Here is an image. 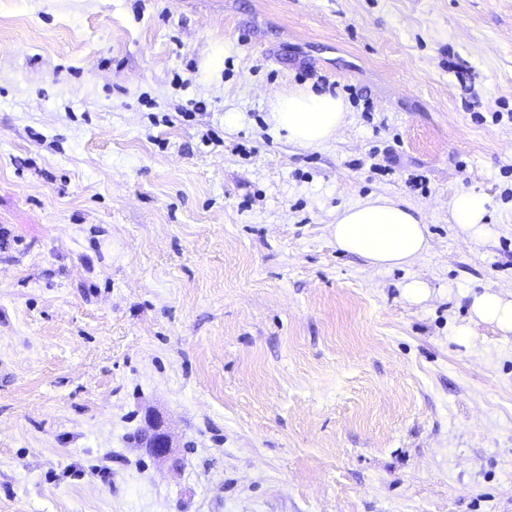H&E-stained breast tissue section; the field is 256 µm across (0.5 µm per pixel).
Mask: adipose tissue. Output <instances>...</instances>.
<instances>
[{
    "instance_id": "adipose-tissue-1",
    "label": "adipose tissue",
    "mask_w": 512,
    "mask_h": 512,
    "mask_svg": "<svg viewBox=\"0 0 512 512\" xmlns=\"http://www.w3.org/2000/svg\"><path fill=\"white\" fill-rule=\"evenodd\" d=\"M346 117L341 97L309 87L276 93L271 101L270 119L275 127L304 148H316L333 140ZM485 206L481 195H458L451 204L454 224L469 238L486 237L490 229L483 222ZM331 232L339 250L360 256L379 269L408 265L429 248L428 230L421 214L405 201L380 196L339 211ZM471 309L478 320L512 333V298L485 291L474 296Z\"/></svg>"
}]
</instances>
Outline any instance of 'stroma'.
<instances>
[{
	"label": "stroma",
	"mask_w": 512,
	"mask_h": 512,
	"mask_svg": "<svg viewBox=\"0 0 512 512\" xmlns=\"http://www.w3.org/2000/svg\"><path fill=\"white\" fill-rule=\"evenodd\" d=\"M305 84L348 110L315 149L269 120ZM370 196L429 251L338 250ZM488 289L512 292V0H0V512H512ZM486 200L475 193H463L454 198L451 204L453 223L471 239H481L490 233L487 224L482 223ZM331 232L336 247L379 269L409 265L429 249L427 224L403 200L375 197L336 214ZM143 440L145 447L149 448L150 452L159 459H169L172 455V442L171 438L161 429L158 422L151 424V430L145 431Z\"/></svg>",
	"instance_id": "stroma-1"
}]
</instances>
